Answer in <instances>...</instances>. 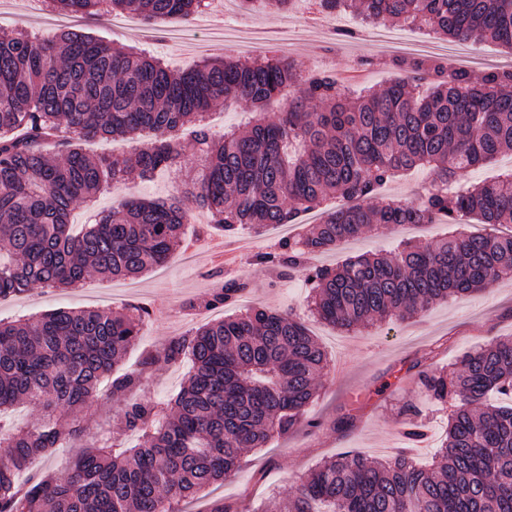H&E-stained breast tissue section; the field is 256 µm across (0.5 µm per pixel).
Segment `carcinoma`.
Masks as SVG:
<instances>
[{
    "label": "carcinoma",
    "mask_w": 512,
    "mask_h": 512,
    "mask_svg": "<svg viewBox=\"0 0 512 512\" xmlns=\"http://www.w3.org/2000/svg\"><path fill=\"white\" fill-rule=\"evenodd\" d=\"M56 12L97 19L129 12L149 21L188 18L205 0H47ZM292 0H240L266 14ZM368 23H424L442 38L494 42L512 51V0H319ZM405 77L380 93H341L322 72L303 73L275 58L206 60L174 72L142 54L90 36L41 39L21 31L0 38V298L34 287L72 288L95 272L135 277L165 263L182 244L190 214L180 197L129 199L79 233L68 217L137 173L182 169L181 140L196 147L201 171L190 193L211 222L234 233L292 224L305 212L321 220L300 245L281 241L255 264L281 276L302 273L312 285L315 317L340 329L407 319L433 304L485 290L512 277V234H454L426 247L403 244L390 255L348 257L309 269V256L331 250L380 224H512V171L454 190L462 173L512 150V69L480 81L448 72L435 58L396 59ZM288 96L286 111L264 115L266 101ZM247 98L254 121L215 138L205 116L219 101ZM151 139L124 156H91L78 142L99 137ZM67 145L61 159L47 143ZM428 167L436 178L415 203L366 201L399 172ZM246 289L226 281L199 309ZM144 311H57L0 322V411L22 401L43 418L0 427V512H182L181 500L236 472L247 448H263L306 421L325 353L290 313L256 306L170 339L144 361L191 359L192 372L168 403L126 400L120 414L138 447L112 453V436L77 456L70 475L18 483L38 458L81 434L68 411L98 399L99 386L140 336ZM426 395L452 407L430 467L400 454L388 460L346 452L318 464L274 512H512V339L476 348L446 372L421 370ZM131 372L112 381L124 396L140 383ZM404 435L423 436V411L401 408Z\"/></svg>",
    "instance_id": "carcinoma-1"
}]
</instances>
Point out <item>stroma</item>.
<instances>
[{
  "label": "stroma",
  "instance_id": "stroma-1",
  "mask_svg": "<svg viewBox=\"0 0 512 512\" xmlns=\"http://www.w3.org/2000/svg\"><path fill=\"white\" fill-rule=\"evenodd\" d=\"M260 20L264 30L259 43L241 47L225 45L223 38L206 30L196 18L153 24L138 18L134 29L120 32L103 20L69 16L65 26L127 50L145 51L174 70L193 68L205 59L261 57L274 44L281 57L305 71L318 69L330 59L344 67L353 61H365L369 64L366 84L377 90L397 77L396 71L378 67L377 49L348 20L338 21L332 30L314 29L308 25L302 8L282 16L264 14ZM177 193L194 217L191 224L185 225V234L198 233L215 241L242 243V253L249 259L245 269L249 284L247 303L295 314L328 358V367L318 380V396L309 409L315 427L300 426L266 447L247 452L239 470L224 484L202 491L198 500L187 504V512H205L207 502L215 497L234 504L239 512H263L270 499L294 491L322 460L346 451L382 459L405 449L421 465H429L433 448L444 437L446 418L422 392L417 371L452 369L475 347L512 337V280L432 305L409 319L346 331L320 322L312 315L307 299L310 288L303 275L282 277L251 264L254 254L267 251L278 239L277 230L271 228L260 234L244 230L230 236L212 228L193 196L183 192L180 182L169 173L159 172L147 180L135 179L106 187L94 202L77 205L71 221L76 225L89 224L97 211L111 209L126 199L163 200ZM447 234L448 227L444 224H425L413 231L382 228L362 235L350 246L316 254L311 263L333 268L353 255L391 253L403 240L426 246ZM218 285L209 260H201L192 272L172 261L164 270L131 281L95 276L77 288L36 287L22 296L0 299V321L12 322L58 309L109 307L117 311L135 305L151 310L138 342L115 369L120 375L138 368L144 357L169 339L195 330L201 324L196 311L190 308L174 320L163 317V310L176 301L189 306ZM190 370L191 363L187 360L175 365L157 363L143 374L133 396L168 401L180 390ZM408 400L415 401L427 413L424 435L416 441L405 437L400 415L401 406ZM120 408L119 399L102 397L83 409L86 431L78 448L55 449L35 460L32 471L66 476L79 447L95 445L103 431L116 428ZM348 414L353 417V425L350 430L340 431L337 421Z\"/></svg>",
  "mask_w": 512,
  "mask_h": 512
}]
</instances>
